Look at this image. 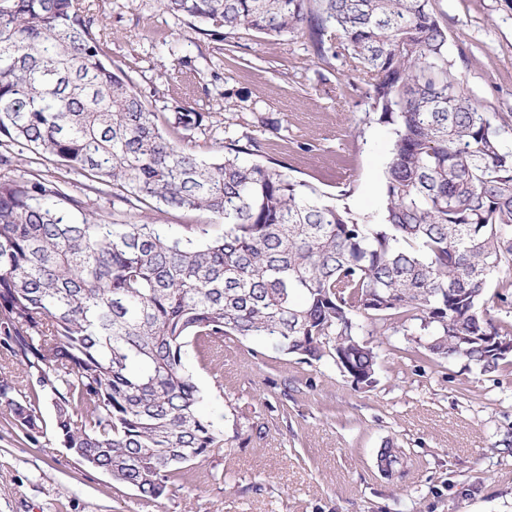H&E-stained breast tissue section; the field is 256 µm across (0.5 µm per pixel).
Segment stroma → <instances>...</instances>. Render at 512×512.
Here are the masks:
<instances>
[{
	"label": "stroma",
	"mask_w": 512,
	"mask_h": 512,
	"mask_svg": "<svg viewBox=\"0 0 512 512\" xmlns=\"http://www.w3.org/2000/svg\"><path fill=\"white\" fill-rule=\"evenodd\" d=\"M108 55L154 112L188 100L207 118L197 153L256 139L322 200L368 216L383 202L392 130L378 121L345 53L307 37L239 31L217 41L158 0H96ZM465 90L512 116V0H431ZM376 381L356 385L331 359L305 360L225 337L188 364L206 391L223 447L159 500L76 464L55 440L31 444L0 426V512H512V355L492 373L467 360L423 362L412 322L365 325ZM404 458L387 476L378 452Z\"/></svg>",
	"instance_id": "obj_1"
}]
</instances>
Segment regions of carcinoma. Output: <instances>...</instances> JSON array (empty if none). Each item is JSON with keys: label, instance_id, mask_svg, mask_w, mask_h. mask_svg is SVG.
<instances>
[{"label": "carcinoma", "instance_id": "1", "mask_svg": "<svg viewBox=\"0 0 512 512\" xmlns=\"http://www.w3.org/2000/svg\"><path fill=\"white\" fill-rule=\"evenodd\" d=\"M159 5L207 36L301 32L320 56L339 43L362 64L393 134L381 223L250 159L249 136L201 157L189 133L205 113L149 110L108 60L92 0H0V347L35 381L0 376L6 424L156 500L224 445L190 346L259 339L308 360L341 354L372 379L363 322L418 321L421 359L496 371L507 356L491 344L512 332L487 294L494 283L499 301L512 296V146L505 117L458 84L429 0ZM105 196L130 211H207L224 228L107 224ZM379 461L390 473L400 457L387 442Z\"/></svg>", "mask_w": 512, "mask_h": 512}]
</instances>
